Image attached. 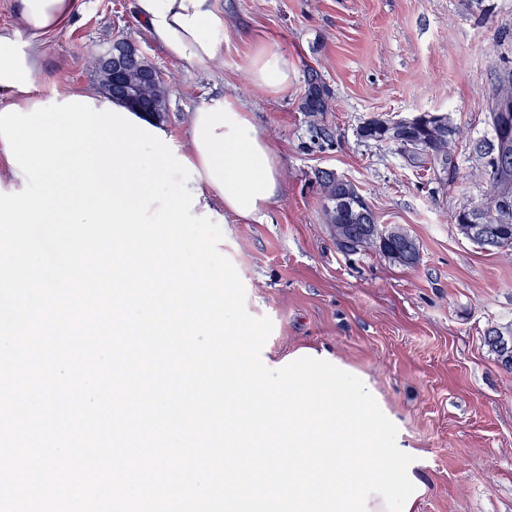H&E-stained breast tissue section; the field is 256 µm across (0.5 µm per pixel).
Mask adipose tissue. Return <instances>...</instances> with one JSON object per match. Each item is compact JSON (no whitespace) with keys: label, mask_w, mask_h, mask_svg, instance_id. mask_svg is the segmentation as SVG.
Segmentation results:
<instances>
[{"label":"adipose tissue","mask_w":512,"mask_h":512,"mask_svg":"<svg viewBox=\"0 0 512 512\" xmlns=\"http://www.w3.org/2000/svg\"><path fill=\"white\" fill-rule=\"evenodd\" d=\"M75 8L76 0H18L21 22L35 36L62 28ZM134 9L175 61L206 65L224 52L219 34L225 18L217 0H135ZM247 67L253 85L269 95L287 90L293 73L287 52L267 37L254 42ZM31 78L27 52L14 34L0 30V92L26 113L41 100L31 91ZM178 153L198 171L192 184L200 195L194 215L208 208L226 218L260 220L281 190L280 157L234 95H217L194 108Z\"/></svg>","instance_id":"1"}]
</instances>
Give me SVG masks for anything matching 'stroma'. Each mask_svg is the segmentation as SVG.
Here are the masks:
<instances>
[{
	"mask_svg": "<svg viewBox=\"0 0 512 512\" xmlns=\"http://www.w3.org/2000/svg\"><path fill=\"white\" fill-rule=\"evenodd\" d=\"M134 0H77L72 23L32 37L17 0H0V30L38 41L36 94L101 92L97 52L130 38L168 86L162 120L183 139L194 107L214 94L240 98L282 163V189L267 216L223 225L224 253L246 290V309L269 317L263 354L327 351L375 386L415 449L425 491L412 512H512V374L485 343L512 322V255L466 239L455 216L490 189L471 154L483 139L487 98L512 70V0H219L224 54L189 66L169 58L137 20ZM276 38L294 67L288 89L256 91L246 69L252 39ZM331 90L320 122L334 143L311 141L298 109L308 69ZM445 112L461 127L459 174L440 186L407 166L395 145L367 142L372 117ZM353 182L381 225L416 240L421 263L346 254L326 221L317 174Z\"/></svg>",
	"mask_w": 512,
	"mask_h": 512,
	"instance_id": "obj_1",
	"label": "stroma"
}]
</instances>
